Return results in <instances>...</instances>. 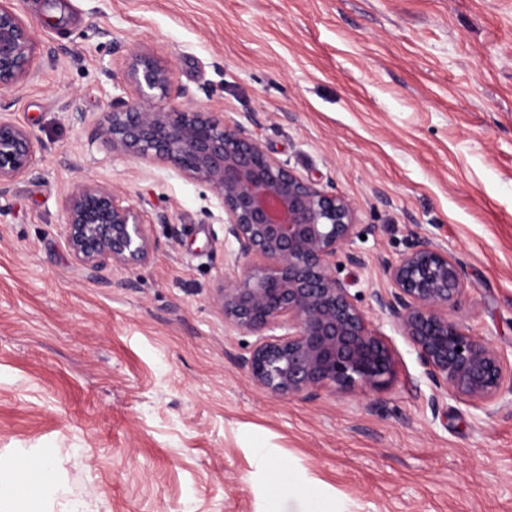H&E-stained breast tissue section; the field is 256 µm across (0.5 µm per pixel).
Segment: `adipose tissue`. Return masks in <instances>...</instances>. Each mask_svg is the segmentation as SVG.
Returning a JSON list of instances; mask_svg holds the SVG:
<instances>
[{
    "instance_id": "ef3b65f1",
    "label": "adipose tissue",
    "mask_w": 512,
    "mask_h": 512,
    "mask_svg": "<svg viewBox=\"0 0 512 512\" xmlns=\"http://www.w3.org/2000/svg\"><path fill=\"white\" fill-rule=\"evenodd\" d=\"M24 472V480H15V472ZM50 466L41 462L30 467L27 457H19L8 473H0V512H94L86 502L55 503L49 481ZM37 489L38 498H31L30 489Z\"/></svg>"
}]
</instances>
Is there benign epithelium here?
I'll use <instances>...</instances> for the list:
<instances>
[{"label": "benign epithelium", "mask_w": 512, "mask_h": 512, "mask_svg": "<svg viewBox=\"0 0 512 512\" xmlns=\"http://www.w3.org/2000/svg\"><path fill=\"white\" fill-rule=\"evenodd\" d=\"M0 0V90L30 74L37 44L30 26ZM124 80L136 90L117 98L98 123L95 141L141 164H162L209 188L224 213L233 248L213 303L224 329L256 337L238 357L252 385L279 398H311L322 389H379L393 380L395 351L336 277V257L362 263L357 209L345 196L303 177L269 154L247 130L251 114L226 118L174 102L171 65L128 54ZM42 145L0 117V193L36 162ZM142 211L111 186L78 182L62 205L64 241L74 262L95 277L107 265L132 271L152 242ZM387 292H374L382 318L416 353L434 394L483 407L512 392V361L450 314L466 288L448 250L415 234L384 265Z\"/></svg>", "instance_id": "7a95c632"}]
</instances>
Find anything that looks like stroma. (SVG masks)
I'll list each match as a JSON object with an SVG mask.
<instances>
[{
    "instance_id": "stroma-1",
    "label": "stroma",
    "mask_w": 512,
    "mask_h": 512,
    "mask_svg": "<svg viewBox=\"0 0 512 512\" xmlns=\"http://www.w3.org/2000/svg\"><path fill=\"white\" fill-rule=\"evenodd\" d=\"M15 7L37 59L0 116L45 149L0 196V452L51 455L58 499L100 512H512V393L431 406L370 298L409 235H432L463 272L456 316L512 358V0ZM135 48L171 62L175 102L251 113L265 150L356 203L362 263L337 274L396 350L385 388L284 399L238 367L254 338L213 305L231 245L212 192L91 142L135 95ZM80 181L143 210L144 264L74 263L62 202Z\"/></svg>"
}]
</instances>
